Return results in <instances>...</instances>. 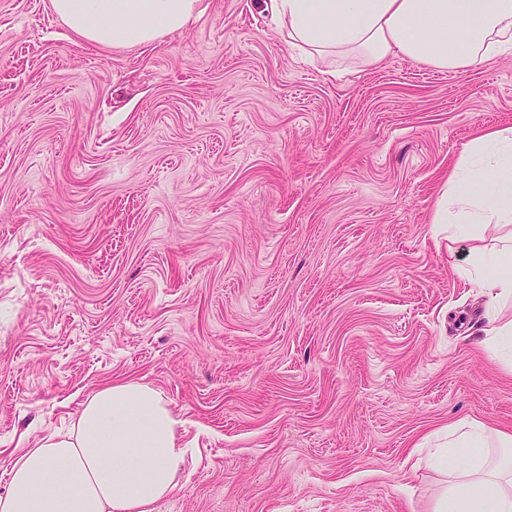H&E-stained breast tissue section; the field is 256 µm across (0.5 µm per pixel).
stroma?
Here are the masks:
<instances>
[{"instance_id":"obj_1","label":"stroma","mask_w":512,"mask_h":512,"mask_svg":"<svg viewBox=\"0 0 512 512\" xmlns=\"http://www.w3.org/2000/svg\"><path fill=\"white\" fill-rule=\"evenodd\" d=\"M88 43L0 0V492L87 395L146 383L181 417L157 512H430L434 434L512 430L468 242L429 222L512 56L326 74L259 0Z\"/></svg>"}]
</instances>
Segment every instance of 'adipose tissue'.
I'll list each match as a JSON object with an SVG mask.
<instances>
[{"mask_svg": "<svg viewBox=\"0 0 512 512\" xmlns=\"http://www.w3.org/2000/svg\"><path fill=\"white\" fill-rule=\"evenodd\" d=\"M287 48L332 68L363 69L401 56L448 72L512 55V0H260ZM201 0H51L86 42L142 47L189 28ZM437 232L474 241L471 283L487 298L484 333L512 369V128L471 140L448 172L430 216ZM492 247H485V239ZM182 421L156 389L135 381L100 385L70 431L41 438L9 470L0 512H156L175 489L185 450ZM445 485L432 512H512V432L464 418L431 456Z\"/></svg>", "mask_w": 512, "mask_h": 512, "instance_id": "adipose-tissue-1", "label": "adipose tissue"}]
</instances>
